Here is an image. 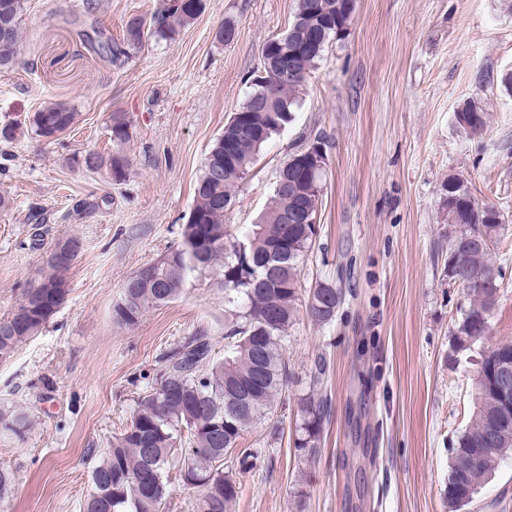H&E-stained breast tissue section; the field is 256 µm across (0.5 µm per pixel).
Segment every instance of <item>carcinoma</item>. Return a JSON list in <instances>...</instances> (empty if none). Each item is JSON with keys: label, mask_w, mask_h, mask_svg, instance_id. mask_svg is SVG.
I'll list each match as a JSON object with an SVG mask.
<instances>
[{"label": "carcinoma", "mask_w": 512, "mask_h": 512, "mask_svg": "<svg viewBox=\"0 0 512 512\" xmlns=\"http://www.w3.org/2000/svg\"><path fill=\"white\" fill-rule=\"evenodd\" d=\"M356 0H296L298 24L293 40L312 34L323 35L322 47L347 32L354 11L343 4ZM206 7L205 0H189L182 10L172 9L167 0L149 18L130 17L122 42L112 50V60L142 45L147 37L173 40L193 23ZM24 0H0V73L13 65L20 43L19 18ZM262 60L264 76L253 80L252 90L240 111L247 113L249 126L261 132L257 139L232 123L224 125L210 148L198 178L193 205L181 232L178 246L139 267L125 281L122 295L112 310L113 320L124 327L137 325L151 308L165 306L183 295L193 275L213 274L214 285L224 292V358L212 357L210 329L196 328L184 341L166 350L161 366L137 398L129 422L112 436L101 459L92 467L91 486L84 512H163L168 497L167 473L194 490L196 512H228L240 493L238 475L251 470L263 455L258 448L234 452L243 432L265 418L275 397L288 385V370L281 341L300 313L324 326L336 317L344 301L341 289L319 282L302 298L301 270L314 245V230L302 225L287 230L282 214L292 210L299 198L309 209L319 211L322 179L309 187L293 182L281 185L277 177L271 200L253 224L244 227L224 223V213L233 204L240 183L256 163L273 134L291 120L307 89L308 77L322 54L302 60L299 74L279 80L276 62L288 56L292 44L268 39ZM472 121L464 131L479 133L487 126V114L472 106L461 109ZM77 113L66 104L51 102L32 116V127L40 137L70 129ZM241 140L240 155L224 160V135ZM130 139V125L121 112L112 114L110 140L120 147ZM89 170L106 168L112 179L128 175V161L115 152L105 157L89 152L84 157ZM464 181L450 176L444 184L448 200V254L460 268V287L470 297V306L455 323L454 341L465 345L471 329L479 326L484 341L489 318L500 297L501 275L494 250L503 226L494 223L490 210L469 208L462 191ZM80 250L65 261L48 258L42 287L29 288L24 300L9 317L0 319V358L10 357L23 342L38 336L62 305L67 275ZM512 363V340H502L481 351L473 379L474 410L459 436L448 473V507L452 512L474 500L476 480L489 482L496 468H482L473 452L489 448L500 462L512 452V422L492 430L501 413L494 392V366ZM252 386L251 407L239 416L224 408V391L230 385ZM293 444L298 457L311 462L320 452L325 420V400L306 394L297 399ZM29 414L21 408L0 410V432L22 437L30 429Z\"/></svg>", "instance_id": "cac0c4a2"}]
</instances>
